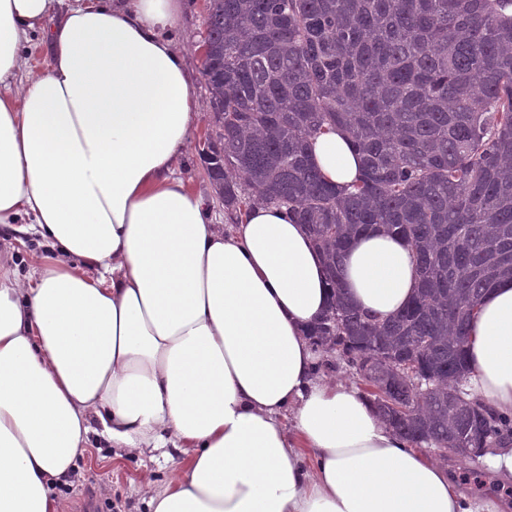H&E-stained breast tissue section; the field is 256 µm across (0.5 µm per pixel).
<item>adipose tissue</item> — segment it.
Segmentation results:
<instances>
[{"label": "adipose tissue", "mask_w": 512, "mask_h": 512, "mask_svg": "<svg viewBox=\"0 0 512 512\" xmlns=\"http://www.w3.org/2000/svg\"><path fill=\"white\" fill-rule=\"evenodd\" d=\"M182 0H0V224L40 239L25 278L0 262V512H62L92 437L172 448L150 512H500L318 375L309 330L332 290L304 225L258 206L214 221L179 162L199 114L167 39ZM43 73L13 78L33 37ZM313 156L336 185L360 160L340 131ZM342 286L373 319L417 285L410 246L370 232ZM468 388L512 414V279L471 324Z\"/></svg>", "instance_id": "adipose-tissue-1"}]
</instances>
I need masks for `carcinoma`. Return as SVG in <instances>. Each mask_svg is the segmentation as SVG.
Instances as JSON below:
<instances>
[{
	"instance_id": "carcinoma-1",
	"label": "carcinoma",
	"mask_w": 512,
	"mask_h": 512,
	"mask_svg": "<svg viewBox=\"0 0 512 512\" xmlns=\"http://www.w3.org/2000/svg\"><path fill=\"white\" fill-rule=\"evenodd\" d=\"M208 176L234 221L288 209L335 298L310 336L416 445L503 449L512 415L463 389L468 327L512 278V0H209ZM337 128L362 156L348 189L309 141ZM383 229L409 242L417 293L374 323L342 294L340 257Z\"/></svg>"
}]
</instances>
